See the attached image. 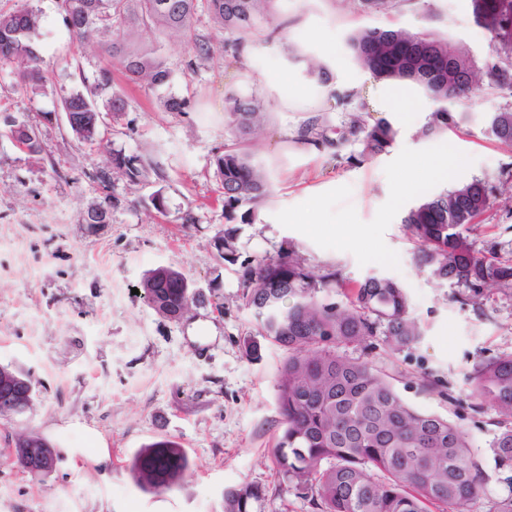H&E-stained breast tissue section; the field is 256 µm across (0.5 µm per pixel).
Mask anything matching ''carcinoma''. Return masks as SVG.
Here are the masks:
<instances>
[{
    "label": "carcinoma",
    "instance_id": "1",
    "mask_svg": "<svg viewBox=\"0 0 512 512\" xmlns=\"http://www.w3.org/2000/svg\"><path fill=\"white\" fill-rule=\"evenodd\" d=\"M275 0H60L64 20L74 36L88 40L107 37L106 53L125 79L157 88L167 85L171 71L160 53L162 40L180 35L191 47L186 67L211 58L216 47L196 33L198 7L224 32L227 65L241 63L240 46L261 35L274 22ZM479 24L496 34L501 19L491 0H473ZM39 14L22 5L0 12V59L17 64L19 81L32 92L44 87L42 57L33 37ZM139 32L152 36L139 46ZM357 64L377 79H409L425 93L432 108L424 135H439L454 122L448 102L489 89L512 93V44H500L496 54L477 65L446 38L417 34L395 26L366 27L349 37ZM348 113L332 127L322 116L309 118L298 141L334 147L350 139L360 143L356 160L374 158L393 145L397 130L384 118L366 119L365 103L355 94L335 96ZM128 106L116 88L113 72L99 69L89 93L77 91L61 102L72 133L92 142L106 115ZM225 114L232 136L213 156L214 174L224 190L228 224H253L270 192V182L248 146L263 125L264 113L255 94L229 92ZM488 132L495 141L512 146V103L489 116ZM21 149L44 153L38 120L12 132ZM112 167L95 175L103 202L90 208L88 224H107L110 211L123 203L116 191L122 181L133 190L160 176L158 162L110 152ZM492 187L471 178L422 196L402 218L417 243V264L438 281L452 280L473 292L492 284H512V263H497L480 255L467 230L491 205ZM221 259L238 266L242 305L255 319L256 335L287 352L276 381L282 430L271 453L286 486L310 498L317 512H460V505L484 495L481 464L466 434L450 419L408 404L390 377L371 362L336 353L383 333L395 351L409 349L423 336L411 314L400 283L369 277L336 301L343 287L334 269L321 273L290 248L275 256L239 259L232 231L215 240ZM140 288L159 315L180 320L200 294L192 282L171 266H157L143 277ZM475 407L488 403L505 421H512V354L476 367L470 378ZM491 448L501 467H512V425H504ZM189 467L183 448L171 440L153 442L134 457L131 470L149 492L171 490ZM263 497L261 488L242 483L224 490V512H252Z\"/></svg>",
    "mask_w": 512,
    "mask_h": 512
}]
</instances>
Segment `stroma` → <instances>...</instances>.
<instances>
[{
	"mask_svg": "<svg viewBox=\"0 0 512 512\" xmlns=\"http://www.w3.org/2000/svg\"><path fill=\"white\" fill-rule=\"evenodd\" d=\"M26 1L42 17L35 41L45 85L31 93L18 84L13 63L0 61V116H41L46 154L29 155L0 136V365L27 374L38 396L22 418L0 421V512H224L225 489L242 483L264 492L254 512H314L308 498L285 490L269 454L282 428L275 379L286 352L266 342L260 359L247 357L253 318L241 305L234 266L214 246L229 227L211 165L230 136L228 89L261 100L266 126L251 151L277 188L255 223L229 227L240 256L292 246L309 266L336 270L345 285L373 275L401 283L423 329L420 343L395 351L376 336L343 355L372 362L409 404L467 434L484 496L465 512H491L511 495L512 469L499 467L491 449L501 417L491 406L473 407L468 388L476 365L512 353V286L476 294L435 281L417 267L416 245L401 222L423 195L487 179L496 190L469 235L483 255L512 260V189L499 186L512 172V147L487 134L501 94L481 90L449 103L458 125L438 137L420 133L427 113L369 106L371 118L388 119L397 137L387 154L361 163L357 141L336 153L295 141L318 112L336 126L345 120L332 110L330 90L368 98L375 79L348 44L358 27L391 24L445 36L479 64L493 56L495 42L477 23L472 0H401L389 13L361 11L354 0H278L276 28L245 43L239 68L217 53L187 70V45L167 39L170 83L147 89L115 74L128 107L102 127L97 144L72 134L61 102L89 91L109 58L72 34L59 0ZM313 61L331 72L330 87L310 75ZM268 75L282 76L285 87L271 89ZM291 83L303 96L289 98ZM170 94L187 99L189 110L163 111L159 101ZM113 148L157 158L161 175L132 191L118 186L127 201L110 222L85 223L87 209L102 200L92 176ZM442 152L447 179H423ZM159 189L163 214L149 200ZM189 209L197 223L181 222ZM159 265L181 270L203 292V303L180 321L159 316L135 292ZM23 429L52 442L59 461L51 476L19 466L14 441ZM159 439L178 442L190 467L174 488L156 494L137 485L130 463Z\"/></svg>",
	"mask_w": 512,
	"mask_h": 512,
	"instance_id": "1",
	"label": "stroma"
}]
</instances>
